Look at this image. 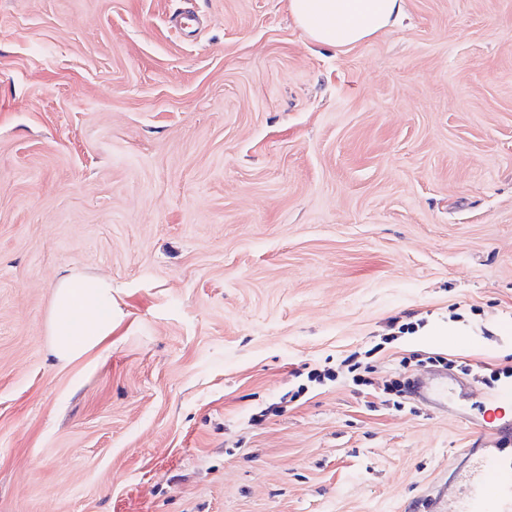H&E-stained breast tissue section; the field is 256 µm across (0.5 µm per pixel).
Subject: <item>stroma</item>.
<instances>
[{"instance_id": "stroma-1", "label": "stroma", "mask_w": 512, "mask_h": 512, "mask_svg": "<svg viewBox=\"0 0 512 512\" xmlns=\"http://www.w3.org/2000/svg\"><path fill=\"white\" fill-rule=\"evenodd\" d=\"M287 3L0 0V512H425L452 479L512 365V0L341 51ZM72 272L113 329L65 364ZM445 365L447 407L384 390ZM52 354L66 364L81 359L112 336V287L105 278H62L53 292Z\"/></svg>"}]
</instances>
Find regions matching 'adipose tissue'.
<instances>
[{"label": "adipose tissue", "mask_w": 512, "mask_h": 512, "mask_svg": "<svg viewBox=\"0 0 512 512\" xmlns=\"http://www.w3.org/2000/svg\"><path fill=\"white\" fill-rule=\"evenodd\" d=\"M296 25L314 42L348 49L388 33L403 0H288ZM50 347L66 364L81 359L112 334V287L103 278H62L53 292Z\"/></svg>", "instance_id": "1"}]
</instances>
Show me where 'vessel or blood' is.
Masks as SVG:
<instances>
[{
    "label": "vessel or blood",
    "mask_w": 512,
    "mask_h": 512,
    "mask_svg": "<svg viewBox=\"0 0 512 512\" xmlns=\"http://www.w3.org/2000/svg\"><path fill=\"white\" fill-rule=\"evenodd\" d=\"M463 455L466 468L428 502V512H512V418L480 427Z\"/></svg>",
    "instance_id": "b4317fda"
}]
</instances>
